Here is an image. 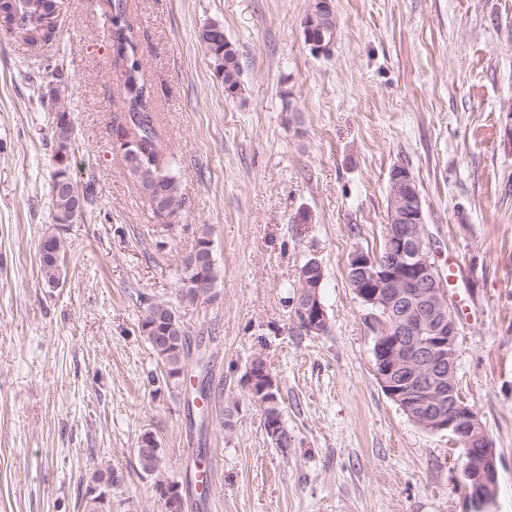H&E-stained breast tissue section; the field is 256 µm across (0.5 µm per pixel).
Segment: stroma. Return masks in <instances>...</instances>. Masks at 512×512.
Segmentation results:
<instances>
[{
    "mask_svg": "<svg viewBox=\"0 0 512 512\" xmlns=\"http://www.w3.org/2000/svg\"><path fill=\"white\" fill-rule=\"evenodd\" d=\"M330 53L303 32L308 0H128L184 205L158 219L119 148L108 0H57L58 40L37 53L0 29V512H85L112 469V512H166L135 448L157 436L185 481L199 446L185 400L149 384L146 303L177 305L202 342L232 428L209 422L215 486L203 512H474L462 451L384 393L354 250L385 242L388 174L408 163L440 275L454 273L455 382L497 455L485 512H512V0H335ZM223 24L241 61L229 97L199 43ZM59 88L73 123L69 172L92 184L78 223L50 205ZM209 229L220 278L180 304L179 259ZM59 232L63 283L39 248ZM317 259L329 317L299 331L289 299ZM280 389L287 447L268 437L245 372Z\"/></svg>",
    "mask_w": 512,
    "mask_h": 512,
    "instance_id": "35a3bbf8",
    "label": "stroma"
}]
</instances>
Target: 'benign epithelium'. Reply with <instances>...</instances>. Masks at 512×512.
<instances>
[{
  "label": "benign epithelium",
  "instance_id": "1",
  "mask_svg": "<svg viewBox=\"0 0 512 512\" xmlns=\"http://www.w3.org/2000/svg\"><path fill=\"white\" fill-rule=\"evenodd\" d=\"M333 0H311L303 20L306 41L318 54L330 52L336 31ZM388 224L383 253L357 249L350 256V286L369 310L374 333L376 375L383 391L416 425L445 431L462 450L463 473L477 512L494 498L496 450L455 384L458 328L448 292L432 260L423 204L408 164L389 173ZM321 282L301 277L293 316L303 331L319 334L329 323ZM267 367L249 365L247 382L255 398L275 386L265 383Z\"/></svg>",
  "mask_w": 512,
  "mask_h": 512
}]
</instances>
